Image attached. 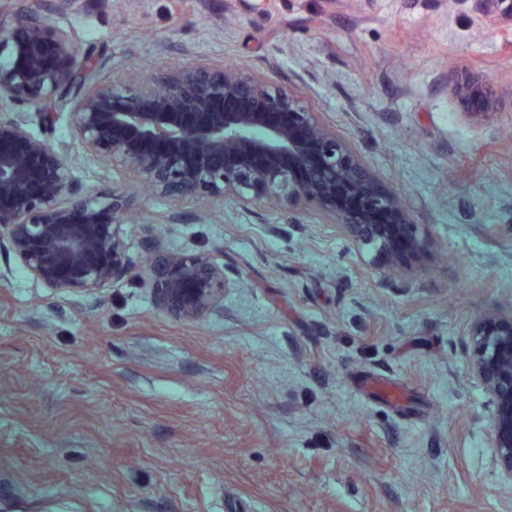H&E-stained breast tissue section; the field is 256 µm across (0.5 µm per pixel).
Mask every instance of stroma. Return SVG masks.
<instances>
[{"label":"stroma","instance_id":"1","mask_svg":"<svg viewBox=\"0 0 512 512\" xmlns=\"http://www.w3.org/2000/svg\"><path fill=\"white\" fill-rule=\"evenodd\" d=\"M28 7L106 79L206 60L303 92L432 251L383 278L313 211L173 207L84 153L69 113L0 105L80 193L128 188L134 212L130 276L91 292L0 247V512H512L467 369L472 321L512 315V30L479 0H0ZM464 70L502 102L480 126L450 93ZM174 253L224 267L193 321L147 273Z\"/></svg>","mask_w":512,"mask_h":512}]
</instances>
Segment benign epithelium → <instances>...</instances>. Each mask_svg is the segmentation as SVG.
I'll return each mask as SVG.
<instances>
[{"mask_svg": "<svg viewBox=\"0 0 512 512\" xmlns=\"http://www.w3.org/2000/svg\"><path fill=\"white\" fill-rule=\"evenodd\" d=\"M481 2L487 26L512 27V0ZM0 55V103L39 107L46 126L70 111L83 152L157 196L310 207L369 248L380 272L431 253L396 193L297 90L210 62L164 68L119 89L36 11L0 16ZM452 94L474 124L501 107L487 76L461 73ZM130 209L115 188L77 194L63 154L34 136L22 114H0V246L36 279L86 292L126 278ZM153 288L171 315L193 320L224 296V267L203 254H168L153 269ZM469 336V374L488 396L490 444L512 481V315L478 317Z\"/></svg>", "mask_w": 512, "mask_h": 512, "instance_id": "benign-epithelium-1", "label": "benign epithelium"}]
</instances>
